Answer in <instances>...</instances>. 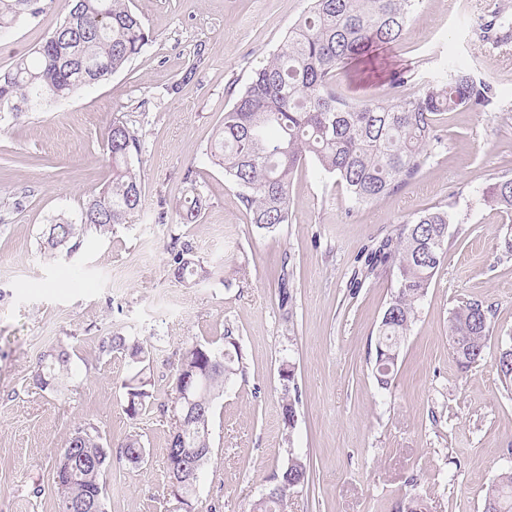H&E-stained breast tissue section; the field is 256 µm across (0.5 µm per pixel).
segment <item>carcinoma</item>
I'll return each mask as SVG.
<instances>
[{"instance_id": "obj_1", "label": "carcinoma", "mask_w": 512, "mask_h": 512, "mask_svg": "<svg viewBox=\"0 0 512 512\" xmlns=\"http://www.w3.org/2000/svg\"><path fill=\"white\" fill-rule=\"evenodd\" d=\"M419 0H310L308 10L288 31L266 64L256 69L224 119L206 157L224 168L238 191L249 223L273 231L290 218V182L307 160L319 172L336 178L354 204H367L407 185L427 164L430 148L440 143L437 117L470 109L489 112L498 102L496 87L470 73L443 66L430 81L416 85L410 70L394 71L390 90L363 98L349 97L336 88L338 72L356 73L358 65L396 44ZM38 0H0V31L17 27L39 15ZM483 37L499 43L512 40V24L499 14L482 27ZM150 42V33L127 0H73L54 31L31 55L0 71V121L25 112L41 111L71 97L85 86L102 82L123 69ZM141 154L138 132L123 122H112L106 133V157L112 181L90 195L77 218L63 214L42 230L44 249L77 253L93 229L101 236L138 211L142 198L140 170L134 158ZM184 190L158 222L171 219L186 226L202 219L203 197L196 172L188 169ZM481 201L512 213V175L488 185ZM454 218L443 207H433L402 222L397 245L381 243L376 260L397 270V288L378 328L375 378L387 389L398 366L401 343L410 330L417 303L426 294L451 239ZM169 268L186 288L214 279L219 268L196 255L186 235L172 237ZM491 329V310L476 302L456 308L448 320V338L458 366L467 371L484 359ZM99 349L119 351L134 371L122 380L125 411L134 418L151 397V379L141 367L148 348L125 336H104ZM241 352L224 337V348L192 343L185 348L171 384L172 431L166 448L169 490L193 496L199 473L212 446L209 420L213 400L237 374ZM495 369L501 381L512 384V348L500 351ZM196 378L184 396L182 381ZM72 377L71 354L60 346L44 355L31 374L41 389L60 392ZM298 398L282 400L288 428L297 421ZM125 459L137 466L145 452L141 435L128 434L120 444ZM111 449L94 426L77 427L60 452L53 471L70 473L57 489L62 512H105L104 475ZM304 459L288 453V463L275 483L253 503L250 512H282L288 493L309 481ZM484 512H512V469L498 475L485 493Z\"/></svg>"}]
</instances>
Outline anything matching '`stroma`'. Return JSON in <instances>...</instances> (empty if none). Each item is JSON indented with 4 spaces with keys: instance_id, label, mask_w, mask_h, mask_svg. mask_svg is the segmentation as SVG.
Wrapping results in <instances>:
<instances>
[{
    "instance_id": "35a3bbf8",
    "label": "stroma",
    "mask_w": 512,
    "mask_h": 512,
    "mask_svg": "<svg viewBox=\"0 0 512 512\" xmlns=\"http://www.w3.org/2000/svg\"><path fill=\"white\" fill-rule=\"evenodd\" d=\"M39 16L0 33V69L30 54L63 20L67 0H40ZM152 41L124 69L46 110L0 125V512H60L55 456L78 425L111 444L142 436L146 464L113 453L106 512H181L169 496L165 455L170 384L188 343L220 348L232 334L243 372L215 400L213 452L196 487L201 512H248L289 453L310 464L285 512H394L423 499L426 512H484L486 488L512 467V385L494 359L512 347V256L501 241L512 217L482 205V191L512 168V45L478 37L512 0H421L390 69L426 80L447 56L476 63L499 91L492 112L445 113L440 144L403 188L356 206L313 163L295 172L290 221L264 233L247 220L222 168L206 160L211 137L253 70L281 44L307 0H129ZM179 93H169L173 83ZM142 139V207L111 237L88 235L73 257L45 255L44 224L80 210L112 176L104 132L112 121ZM206 201L200 223H156L175 204L188 169ZM449 207L454 236L405 337L389 389L374 377L383 313L396 289L388 267L365 258L398 225ZM185 234L223 280L186 288L169 273L167 248ZM289 286L293 308L279 291ZM491 307L486 356L461 372L449 349L453 309ZM147 346L146 411H125L121 354L101 337ZM73 353L64 392L43 391L31 372L44 354ZM299 398L285 427L284 367Z\"/></svg>"
}]
</instances>
